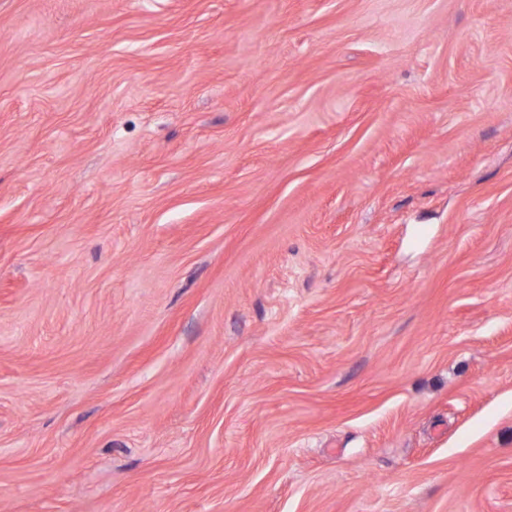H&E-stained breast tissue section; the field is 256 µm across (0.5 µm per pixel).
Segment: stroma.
<instances>
[{
  "instance_id": "1",
  "label": "stroma",
  "mask_w": 512,
  "mask_h": 512,
  "mask_svg": "<svg viewBox=\"0 0 512 512\" xmlns=\"http://www.w3.org/2000/svg\"><path fill=\"white\" fill-rule=\"evenodd\" d=\"M0 512H512V0H0Z\"/></svg>"
}]
</instances>
